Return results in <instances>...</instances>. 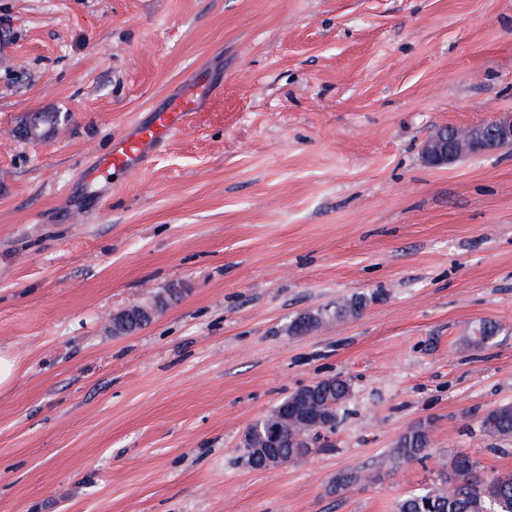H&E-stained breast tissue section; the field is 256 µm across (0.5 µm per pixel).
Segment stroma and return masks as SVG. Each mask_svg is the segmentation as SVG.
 Here are the masks:
<instances>
[{"mask_svg": "<svg viewBox=\"0 0 512 512\" xmlns=\"http://www.w3.org/2000/svg\"><path fill=\"white\" fill-rule=\"evenodd\" d=\"M194 70L222 95L83 205L89 156ZM507 111L512 0H0V512H399L455 453L512 472L481 427L512 403V147L421 153ZM35 112L57 122L28 141ZM482 320L501 332L465 348ZM332 376L352 394L321 448L246 465L247 427ZM362 466L381 480L334 489ZM178 296L179 290L177 288H167L164 293L157 294L150 302V306L154 309L151 317L143 316L141 313L142 304H135L121 310L115 315V318L123 319V324L119 329L120 333L114 332L112 328L113 336L129 335L146 326L156 314L163 311L172 301L177 300ZM429 447L427 432L423 426H417L401 436L389 451L393 464H401L422 458Z\"/></svg>", "mask_w": 512, "mask_h": 512, "instance_id": "1", "label": "stroma"}]
</instances>
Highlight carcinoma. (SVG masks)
<instances>
[{
	"mask_svg": "<svg viewBox=\"0 0 512 512\" xmlns=\"http://www.w3.org/2000/svg\"><path fill=\"white\" fill-rule=\"evenodd\" d=\"M179 290L168 288L156 295L150 306L154 313L163 311L178 299ZM362 309V300L350 298L330 311L331 318L355 317ZM115 318L123 320L120 335H129L151 322L143 316L141 305L135 304L118 312ZM324 323L318 315L295 318L289 325L294 334H308ZM501 330V325L492 320H482L472 328L467 345L482 348ZM351 385L338 377L322 378L311 385L303 386L286 396L281 403L293 409L288 414L289 426L276 453L288 461H297L304 445L303 433L315 424V418L324 417L336 424V412L350 399ZM482 431L490 438L500 441L512 440V403H503L491 411L482 421ZM429 447L427 432L417 426L401 436L389 451L395 464L423 457ZM380 478V472L355 468L341 475L344 487L371 485ZM399 512H512V472L484 477L478 463L468 454L457 453L441 466L438 483L424 488L404 499Z\"/></svg>",
	"mask_w": 512,
	"mask_h": 512,
	"instance_id": "1",
	"label": "carcinoma"
}]
</instances>
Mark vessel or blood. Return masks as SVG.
I'll return each mask as SVG.
<instances>
[{
	"instance_id": "vessel-or-blood-1",
	"label": "vessel or blood",
	"mask_w": 512,
	"mask_h": 512,
	"mask_svg": "<svg viewBox=\"0 0 512 512\" xmlns=\"http://www.w3.org/2000/svg\"><path fill=\"white\" fill-rule=\"evenodd\" d=\"M197 94L169 100L146 124H135L133 133L115 140L111 148L85 168L83 178L92 185L111 184L113 177L139 172L170 135L184 126L198 109Z\"/></svg>"
}]
</instances>
